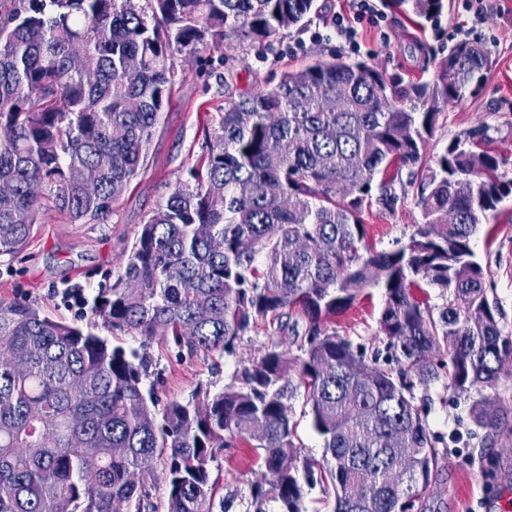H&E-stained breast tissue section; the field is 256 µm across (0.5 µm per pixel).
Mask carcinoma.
<instances>
[{"label":"carcinoma","instance_id":"1","mask_svg":"<svg viewBox=\"0 0 512 512\" xmlns=\"http://www.w3.org/2000/svg\"><path fill=\"white\" fill-rule=\"evenodd\" d=\"M28 0L0 26V256L24 250L46 204L72 224H106L144 167L176 72L174 54L229 39L263 42L301 25L315 0ZM424 26L445 0H394ZM137 56L140 67L125 68ZM487 53L459 43L430 82H404L363 60H316L224 108L201 162L176 182L91 312L148 345L230 354L261 321L300 341L277 343L237 383L158 407L146 359L93 331L0 300V512H214L210 463L254 440L266 474L253 512H301L288 396L303 392L322 436L335 512H427L439 451L415 390L494 387L512 361L487 272L471 241L512 197V178L468 131L423 165L441 108L479 93ZM335 97L340 110L325 112ZM380 177L381 195L372 198ZM422 221L409 242L361 252L366 211L401 204ZM384 288L386 352L362 348L330 320L360 291ZM439 290L432 306L428 289ZM24 353L16 372L10 358ZM449 358L444 363L443 358ZM295 379H290V375ZM493 433L498 415L472 403Z\"/></svg>","mask_w":512,"mask_h":512}]
</instances>
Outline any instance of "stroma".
Returning <instances> with one entry per match:
<instances>
[{
    "instance_id": "1",
    "label": "stroma",
    "mask_w": 512,
    "mask_h": 512,
    "mask_svg": "<svg viewBox=\"0 0 512 512\" xmlns=\"http://www.w3.org/2000/svg\"><path fill=\"white\" fill-rule=\"evenodd\" d=\"M474 2L447 0L436 27L422 28L391 0H377L381 20L355 21L359 45L353 48L332 27L336 13L346 12V0H317L302 27L268 41H231L175 54L176 81L146 165L113 203L108 223L72 224L58 212H47L25 252L0 257V300L29 304L52 317L91 327L125 350L145 349L147 381L163 402H185L198 388L217 391L232 384L236 369L261 357L272 343H279L289 357L300 356L298 343L261 323L242 336L234 353L223 356L190 353L158 339L145 347L140 337L94 322L88 299L99 285L117 277L141 225L205 155L207 137L225 106L318 59L364 60L406 82L429 81L455 45L480 44L493 62L484 85L477 96L445 106L427 153L436 155L457 135L478 128L512 173V0H484L486 11L480 18L474 14ZM420 220V208L410 194L393 212L372 206L364 243L379 250L407 243ZM473 249L494 284L488 296L502 312V332L512 339V199L501 204L496 219L480 226ZM383 303L382 289H365L351 309L337 316V334L370 352L383 347L386 338L378 323ZM416 395L430 400L429 427L443 456L428 512H512V363L505 365L497 385L483 392L454 395L438 382L417 389ZM481 395L498 413L497 433L487 434L473 422L471 404ZM287 404L301 456L321 459L323 440L312 428L303 397H292ZM209 471L226 512H253L252 486L259 477L253 449H231L211 463Z\"/></svg>"
}]
</instances>
